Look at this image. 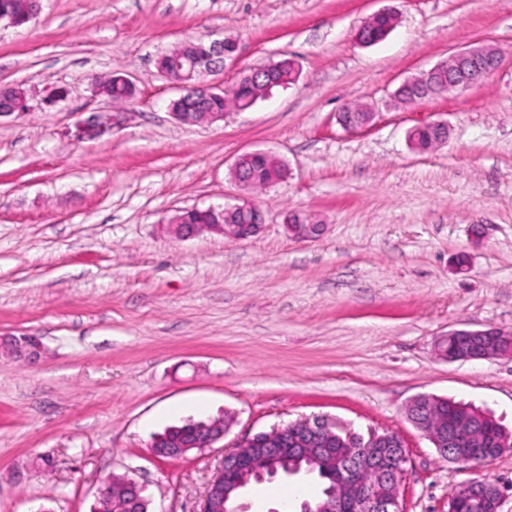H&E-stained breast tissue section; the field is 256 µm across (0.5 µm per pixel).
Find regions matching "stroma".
Listing matches in <instances>:
<instances>
[{"mask_svg":"<svg viewBox=\"0 0 512 512\" xmlns=\"http://www.w3.org/2000/svg\"><path fill=\"white\" fill-rule=\"evenodd\" d=\"M384 10L397 26L362 45L357 30ZM227 36L225 88L283 58L297 81L223 122H178L156 56ZM481 41L501 54L493 74L395 101L403 79ZM111 72L135 82V100L110 135L74 141L68 129L105 107L91 76ZM1 84L28 89L31 110L0 120V335L43 349L29 362L0 353V512H92L110 474L142 485L149 512H201L225 447L315 416L403 437L404 512H448L449 493L482 478L512 512V451L460 467L405 413L429 394L512 430V358L434 352L451 330L512 328V0H40L28 24H0ZM55 87L67 95L52 103ZM354 104L376 117L348 132L336 114ZM435 120L447 140L413 149L409 130ZM255 150L289 169L254 196L257 234L166 233L179 211L233 202L230 167ZM293 210L324 234L293 239ZM227 412L222 445L150 454L167 427ZM319 490L281 474L244 498L286 512Z\"/></svg>","mask_w":512,"mask_h":512,"instance_id":"1","label":"stroma"}]
</instances>
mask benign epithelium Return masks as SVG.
Listing matches in <instances>:
<instances>
[{"label": "benign epithelium", "mask_w": 512, "mask_h": 512, "mask_svg": "<svg viewBox=\"0 0 512 512\" xmlns=\"http://www.w3.org/2000/svg\"><path fill=\"white\" fill-rule=\"evenodd\" d=\"M225 42L214 40L196 41L193 48L197 53L194 61L183 58L184 46L180 45L167 53L165 64L159 66V73L179 91L175 102L180 110L172 112L173 117L183 123L197 120L209 124L224 120L222 112H203L199 102L223 90V86L205 79L186 83L171 77V73L183 69L196 72L204 63H209L213 73L224 66L229 56L224 52ZM501 59L495 49L479 45L439 61L426 74H448V88L465 89L492 74ZM30 110L28 93L0 103V118L21 116ZM376 113L355 112L337 114L336 119L344 129L353 131L371 126ZM112 132V116L97 112L75 125L68 131L76 141L99 139ZM263 151L244 152L231 165L233 179L243 191H250V182L244 174V163ZM264 222L262 210L252 198L240 196L234 205L210 206L204 210L194 208L167 225L172 236L184 240L202 232H209L231 239H245L252 236ZM287 228L297 240L307 241L318 238L324 225L311 219L302 211L288 214ZM454 339L457 349L446 352L443 344ZM0 349L15 350L24 356L33 355L40 349L37 337L23 335L20 339L12 336L0 338ZM435 351L440 359L448 362L489 360L512 353V328L489 327L484 329H456L435 341ZM422 396H415L407 405L408 419L425 433L437 453L448 462L479 467L497 459V456L512 449V438L501 435L498 447H485V436L478 430L465 432L458 427L440 424L428 425L425 409L420 406ZM234 420L203 422L195 426V439L173 448L163 443V438L153 439L149 448L152 454L172 460L180 459L194 448H210L224 439ZM343 425L329 418L316 417L290 422L259 432L224 453L219 475L211 482L202 512H243L246 505L240 502L242 491L251 483L265 478L257 474L261 464L279 459H305L314 466L335 470L336 488L322 494L314 501L303 500L294 512H403L399 502V487L408 462L407 445L396 432L384 430L374 432L367 448H353L336 434ZM470 449L458 450L462 443ZM127 496L120 512H144L145 500L141 489L131 478L124 482ZM501 489L489 480L477 479L461 485L448 495V512H459L462 505L473 499L480 502L486 512H500Z\"/></svg>", "instance_id": "obj_1"}]
</instances>
